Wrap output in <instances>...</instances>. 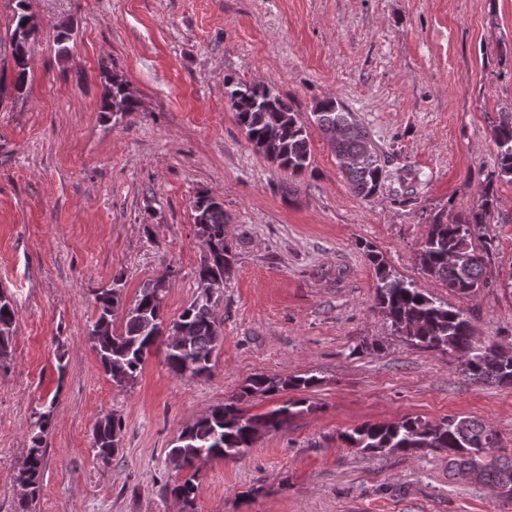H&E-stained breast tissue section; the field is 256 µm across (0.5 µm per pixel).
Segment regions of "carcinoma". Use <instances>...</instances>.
<instances>
[{
	"mask_svg": "<svg viewBox=\"0 0 512 512\" xmlns=\"http://www.w3.org/2000/svg\"><path fill=\"white\" fill-rule=\"evenodd\" d=\"M14 28L10 35L14 75L12 89L21 94L28 80L29 44L38 28L35 16L28 13L25 0H17ZM236 122L255 149L268 160L302 174L310 164L309 131L293 102L261 83L227 84ZM138 100L129 85L118 75L108 77L101 109L121 113L138 110ZM317 125L354 191L365 197L375 195L386 179V170L367 130L341 102L324 98L312 110ZM497 148L499 179L512 181V113L504 112L491 130ZM494 177V178H496ZM489 178L480 203L452 223L434 217L417 261L427 278L452 293L468 294L489 284L484 254L492 245L485 234L487 217L495 208ZM195 224L204 256L196 270L200 288H224V274L233 259L226 238L224 204L202 194L195 201ZM368 259L376 276V309L393 331L415 345L441 354L458 355L463 372L476 383L512 387V353L494 341H478L464 313L438 302L414 281L397 277L387 269L382 256L371 249ZM162 278L144 288L135 303L125 311L122 330L112 327L122 295L106 288L96 296L98 315L88 331L100 365L112 383L125 387L143 369L146 356L154 347H165L164 360L176 376L203 378L209 375L211 359L223 341L222 323L215 316L210 299L196 297L173 322L162 312L165 289ZM15 330V311L10 298L0 290V364L9 359ZM319 382L308 376L269 377L257 374L246 381L224 404L201 415L183 428L168 459L181 470L197 461L234 458L242 454L266 432L277 430L294 416L292 408L303 401H290L262 414H251L243 405L256 396H270L288 390L306 391ZM33 436L25 456L26 468L17 480L25 485L22 509L39 491L45 461L43 434L49 428L51 411H35L31 416ZM123 430L121 419L101 418L93 429L96 455L109 459L118 452ZM350 447L370 454H403L430 449L448 455V471L490 485L512 497V456L495 455L497 432L481 421L448 416L436 423L417 417H404L389 423L362 424L344 436ZM199 485L186 478L171 489V494L190 504Z\"/></svg>",
	"mask_w": 512,
	"mask_h": 512,
	"instance_id": "obj_1",
	"label": "carcinoma"
}]
</instances>
